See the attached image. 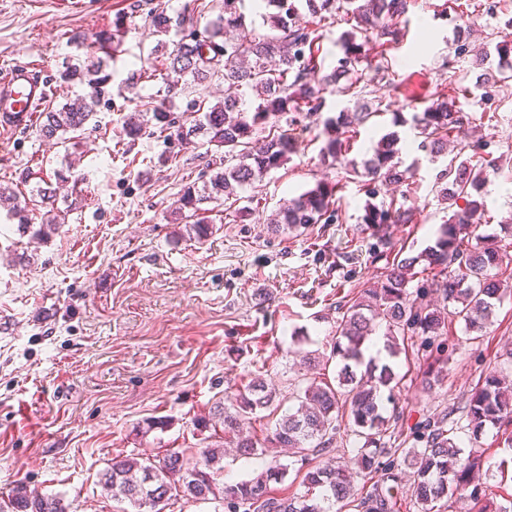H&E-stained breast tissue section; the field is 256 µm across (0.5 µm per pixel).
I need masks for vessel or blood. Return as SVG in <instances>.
Returning <instances> with one entry per match:
<instances>
[{"mask_svg": "<svg viewBox=\"0 0 512 512\" xmlns=\"http://www.w3.org/2000/svg\"><path fill=\"white\" fill-rule=\"evenodd\" d=\"M43 73L27 64H15L0 76V126L22 130L29 126L49 97Z\"/></svg>", "mask_w": 512, "mask_h": 512, "instance_id": "b4317fda", "label": "vessel or blood"}]
</instances>
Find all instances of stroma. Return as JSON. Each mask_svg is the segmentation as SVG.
Listing matches in <instances>:
<instances>
[{"label": "stroma", "mask_w": 512, "mask_h": 512, "mask_svg": "<svg viewBox=\"0 0 512 512\" xmlns=\"http://www.w3.org/2000/svg\"><path fill=\"white\" fill-rule=\"evenodd\" d=\"M411 0L396 44L364 42L367 63L350 91H327L320 114L291 112L279 130L296 137L299 150L261 182L247 188L250 215L235 199L216 203L221 228L204 242L178 235L175 221L185 187L209 178L216 148L186 142L149 127L128 141L124 121L148 112L165 94L154 71L159 63L155 15L182 18L169 39L204 28L224 11V0H0V68L18 61L40 64L61 108L85 87L61 82L68 65L101 59L112 76L75 142L41 140L36 127L0 128V183L30 194L72 166L75 180L58 197L70 211L48 240L18 231L0 209V493L18 480L39 493L58 494L70 512H121L97 484L115 456H156L169 448L207 447L199 422L211 420L215 402L263 377L281 392L303 379L326 376L336 366L308 368L293 347L328 357L334 322L349 295L369 287L386 265L383 242L416 255L433 245L453 208L432 191L445 159L431 160L406 121L433 99L454 100L466 119L448 139L449 155L495 157L498 170L484 189L486 224L512 255V80L477 86L475 55L496 62V45L512 41V0ZM124 17L119 51L107 42L112 21ZM301 24L323 33L322 73L342 55L336 40L352 29V16ZM465 24L468 53L456 54L457 24ZM147 75L129 83L133 71ZM215 77L175 98L181 122L197 119L195 103L223 100ZM376 116L350 139V156L369 159L382 136L400 137L399 157L413 171L408 184L381 186L379 199L411 208L410 223L391 224L385 240L361 221L366 195L344 165L328 166L319 154L325 117L361 104ZM320 179L340 182L338 218L304 231L275 229L280 200L299 195ZM440 357L416 346L391 359L398 375L392 417L410 435L429 416H446L465 452L480 456L483 487L495 504L512 501V451L496 429L472 438L460 409L486 374L502 368L512 349V296L496 310L485 336L470 339L461 322L448 324ZM442 376L432 388L422 377L430 366ZM357 438L340 431L329 457L290 456L291 473L274 487L278 496L305 491L299 475L325 460L349 465Z\"/></svg>", "instance_id": "35a3bbf8"}]
</instances>
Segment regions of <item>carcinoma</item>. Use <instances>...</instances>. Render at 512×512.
<instances>
[{"label": "carcinoma", "mask_w": 512, "mask_h": 512, "mask_svg": "<svg viewBox=\"0 0 512 512\" xmlns=\"http://www.w3.org/2000/svg\"><path fill=\"white\" fill-rule=\"evenodd\" d=\"M240 0H224V13L210 22L203 37L182 36L167 53L163 80L166 84L184 85L189 89L217 75L224 77V100L208 107L201 119L187 126L176 123L174 97L167 96L152 109V120L162 130L172 129L176 135L190 140L200 137L204 143L224 149V159L213 168L202 187L188 186L181 196L179 210L195 217L203 205L215 203L237 191L259 182L270 171L279 168L298 150L293 136L274 135L254 151L249 148L257 126H274L290 112H319L328 86L341 79H352L362 62L363 43L359 39L375 36L384 44H396L404 37L401 19L410 0H305L307 11L326 20L343 10L356 22L351 31L337 38L343 56L338 66L322 75L318 62L322 45L318 29L299 24L296 0H257L262 20L275 33L255 32V21H246L239 11ZM155 33L161 36L154 50L166 49L172 25L167 16L154 20ZM496 68L477 75L476 85L512 78V41L496 46ZM252 58V65L242 67V57ZM100 66L85 72L74 66L65 69L61 78L67 82L86 84L89 91L61 109L39 113L38 133L47 140L68 132L84 129L95 112L99 97L106 90L111 75H98ZM259 92L260 102L254 112L245 108L243 88ZM374 110L362 105L353 111H341L323 121L324 144L320 148L323 162L336 164L348 160L350 172L364 178L365 193H375L376 184H402L409 179L410 168L399 169L393 135L380 139L371 158L357 163L347 159L348 141L342 135L365 124ZM456 106L446 99H434L411 117L412 127L423 141L421 147L437 157L441 155L450 134L461 124ZM497 170L494 158L482 157L479 163L451 159L436 176L437 194L444 201L462 198L465 206L453 211L440 228L435 245L416 256L392 260L386 264L376 285L364 288L348 300V306L336 320V342L329 359H337V384L313 379L284 395L268 387L256 377L244 390L228 397L230 405L219 401L213 415L223 425L224 437L240 456H260L266 448H288L303 459L331 451L341 422L348 420L352 432L360 439L356 464L370 473L380 472L366 495L358 496L352 474L329 465L308 470L303 483L307 490L300 496L278 497L271 494L270 483H278L288 474L287 466L270 465L254 478L225 485L224 446L215 444L200 452L190 449L169 450L162 457H139L135 454L116 456L99 477V485L110 497L129 502L132 512H145L150 503L155 512L171 501L216 503L222 512H342L350 505L362 512H395L399 488L395 485L398 459L413 469L412 493L420 512H440L439 503L453 507L459 499L473 504L470 512H512L508 506L490 508L482 484L477 478L480 458L464 454L454 430L445 418L427 421L413 432L410 448H385L384 438L390 430L382 415V389L395 381L393 368L385 365L379 374L362 375L368 342L382 333L384 347L395 355L398 340L407 336L422 337L421 346H442L435 340L448 321L464 323L466 332L482 336L492 322L495 308L509 285L497 278L496 270L508 258L497 244V236L482 235L479 229L484 217L483 192L488 171ZM338 183L319 180L314 187L284 200L278 209L276 223L287 230L307 229L313 224H330L337 216ZM40 203L45 205L42 222L33 238L42 239L64 223L66 212L55 207L57 192L50 185L37 189ZM21 228L29 226L28 203L11 187L0 185V207ZM410 211L392 201L380 206L368 201L364 206V224H407ZM421 262L437 271L441 280L443 306L431 308L413 298L423 296L426 289L409 291L416 276L415 266ZM297 402L288 407L263 438L243 431L247 420L268 411L275 413L285 401ZM466 420L473 437L487 427L508 432L505 442L512 448V377L499 371L479 381L466 405ZM387 459H379L380 452ZM0 512H69V505L58 495H44L24 481L16 482L0 501Z\"/></svg>", "instance_id": "1"}]
</instances>
